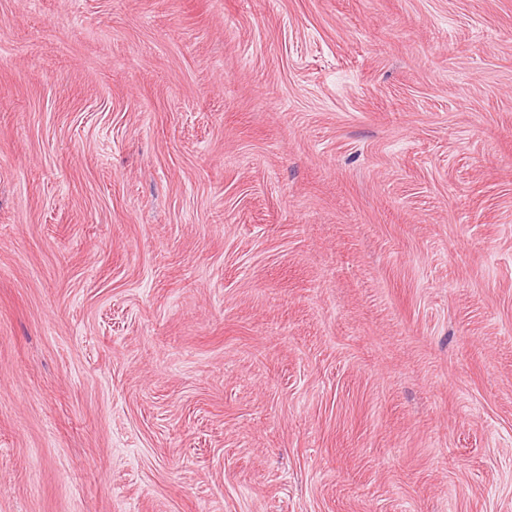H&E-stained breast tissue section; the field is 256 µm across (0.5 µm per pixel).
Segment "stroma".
<instances>
[{
	"label": "stroma",
	"instance_id": "1",
	"mask_svg": "<svg viewBox=\"0 0 512 512\" xmlns=\"http://www.w3.org/2000/svg\"><path fill=\"white\" fill-rule=\"evenodd\" d=\"M0 512H512V0H0Z\"/></svg>",
	"mask_w": 512,
	"mask_h": 512
}]
</instances>
